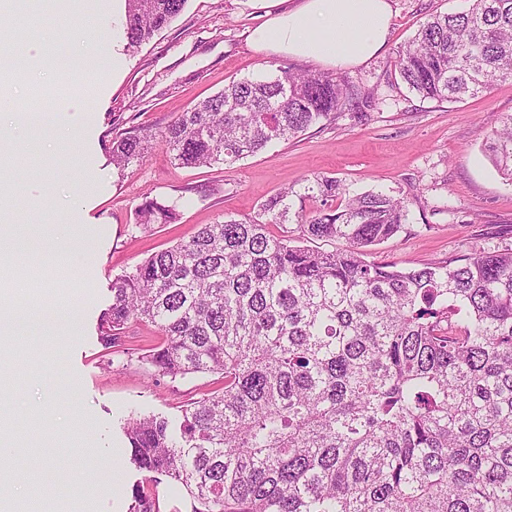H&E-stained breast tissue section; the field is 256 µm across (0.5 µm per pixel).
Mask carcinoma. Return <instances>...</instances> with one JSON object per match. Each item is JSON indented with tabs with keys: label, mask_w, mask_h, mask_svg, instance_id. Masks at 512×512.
Returning a JSON list of instances; mask_svg holds the SVG:
<instances>
[{
	"label": "carcinoma",
	"mask_w": 512,
	"mask_h": 512,
	"mask_svg": "<svg viewBox=\"0 0 512 512\" xmlns=\"http://www.w3.org/2000/svg\"><path fill=\"white\" fill-rule=\"evenodd\" d=\"M187 0H129L128 45L168 25ZM394 73L424 99L461 102L512 80V0L432 14L399 47ZM379 99L345 74L282 67L242 79L182 112L159 135L112 139L123 170L160 139L183 167L231 166ZM512 181V114L486 139ZM300 216L294 244L285 189L256 215L203 224L112 282L100 320L107 352L131 322L155 329L141 360L155 380L214 374L222 386L182 405V421L134 413L124 432L136 486L129 512H160L158 485L187 492L185 512H512V249L400 268L367 248L408 223L379 191L336 203V179ZM148 196L133 230L177 218ZM342 239L327 251L318 241Z\"/></svg>",
	"instance_id": "obj_1"
}]
</instances>
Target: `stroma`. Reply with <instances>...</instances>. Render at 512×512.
Segmentation results:
<instances>
[{"instance_id":"stroma-1","label":"stroma","mask_w":512,"mask_h":512,"mask_svg":"<svg viewBox=\"0 0 512 512\" xmlns=\"http://www.w3.org/2000/svg\"><path fill=\"white\" fill-rule=\"evenodd\" d=\"M112 2L86 0L61 14L52 0H27L24 11L5 13L11 43L43 38L56 63L45 94L61 102L88 83L96 106L88 125L67 134L51 124L28 138L10 133L22 160L0 165L16 261L59 252L54 279L29 301L70 305L76 324L72 336L38 321L23 335L0 338V359L11 365L0 383V422L14 438L6 468L17 475L18 512L47 490L63 512H128L132 489L145 476L127 462L125 419L141 412L179 420L181 402L214 388L212 375L153 384L138 359L155 339L153 327L133 322L124 329L127 356L107 354L99 343L113 280L189 239L199 225L255 215L286 188L293 192L291 212H314L321 201L303 190L325 175L350 193L380 190L405 201L408 224L372 246L371 260L413 267L512 248V182L483 152L487 137L512 114V81L492 82L462 102L423 100L402 82L383 81L396 49L429 14L462 12L471 0H390L385 50L347 70L378 89L380 105L364 116L345 113L229 167H179L158 143L122 172L110 158L114 137L160 131L224 85L276 75L291 60L250 48L251 30L266 19L256 0H187L149 41L123 49L116 67ZM146 195L182 197L176 223L144 235L133 231L134 209ZM36 423L48 439L44 457L30 454L24 440Z\"/></svg>"}]
</instances>
